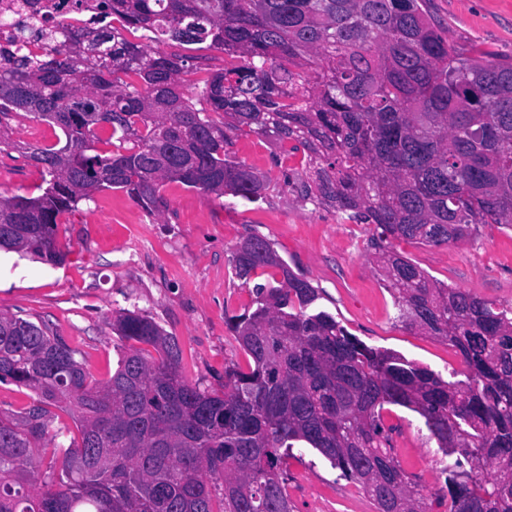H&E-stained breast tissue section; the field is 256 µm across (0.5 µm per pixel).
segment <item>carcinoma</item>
Segmentation results:
<instances>
[{"label":"carcinoma","mask_w":512,"mask_h":512,"mask_svg":"<svg viewBox=\"0 0 512 512\" xmlns=\"http://www.w3.org/2000/svg\"><path fill=\"white\" fill-rule=\"evenodd\" d=\"M74 4L89 13L78 30L41 27L36 11L3 22L0 145L20 111L65 143L21 148L46 187L0 196V249L63 262L62 217L103 190L150 214L165 181L257 202L270 182L231 151V135H253L301 155L309 176L284 185L302 202L375 226L397 322L448 341L467 372L445 381L366 345L250 234L231 263L251 306L226 317L247 365L224 368L220 395L187 380L177 339L140 310L116 312L129 348L103 383L48 325L0 314V382L35 394L0 413V512H293L287 460L301 444L377 512H512V307L434 279L393 245L512 227V60L450 44L426 0ZM34 35L56 48L30 51ZM157 42L206 43L233 63L191 98L182 58ZM388 405L418 414L449 457L446 492L424 493L393 455ZM52 406L76 431L53 426ZM46 441L56 457L43 471L34 449Z\"/></svg>","instance_id":"cac0c4a2"}]
</instances>
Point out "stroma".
I'll use <instances>...</instances> for the list:
<instances>
[{
	"label": "stroma",
	"instance_id": "stroma-1",
	"mask_svg": "<svg viewBox=\"0 0 512 512\" xmlns=\"http://www.w3.org/2000/svg\"><path fill=\"white\" fill-rule=\"evenodd\" d=\"M428 10L460 48L512 57V0H429ZM158 49L185 56L190 89L199 76L222 71L228 62L223 51L204 44L166 42ZM232 150L268 177L273 189L263 200L243 203L167 182L160 189L165 207L150 214L123 192L96 193L63 218L62 264L0 255V313L47 323L82 354L91 379L102 382L118 360L115 312L145 311L177 338L185 377L220 393L225 366L246 361L224 323L225 315L242 313L250 301L229 259L236 243L256 232L320 289L322 306L361 341L427 366L443 379L462 378L466 367L447 341L396 322L393 299L371 264L374 225L340 224L334 208L298 201L283 186L298 161L276 144L241 135ZM42 184L39 168L16 149L0 150V195L35 196ZM396 248L440 282L512 305V227L480 224L457 242L402 241ZM384 422L396 428L402 467L426 490L438 492L444 484L440 452L420 416L396 406ZM288 497L295 512H376L359 485L340 477L310 448L288 462Z\"/></svg>",
	"mask_w": 512,
	"mask_h": 512
}]
</instances>
